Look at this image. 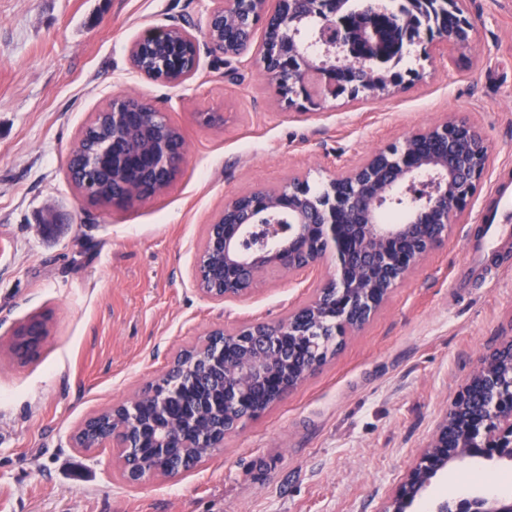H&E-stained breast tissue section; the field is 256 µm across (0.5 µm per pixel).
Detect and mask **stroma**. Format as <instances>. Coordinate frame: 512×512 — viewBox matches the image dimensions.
I'll use <instances>...</instances> for the list:
<instances>
[{
	"label": "stroma",
	"instance_id": "1",
	"mask_svg": "<svg viewBox=\"0 0 512 512\" xmlns=\"http://www.w3.org/2000/svg\"><path fill=\"white\" fill-rule=\"evenodd\" d=\"M212 0H0V512H386L481 360L512 336V233L495 251L477 230L512 193V0H465L471 49L409 47V88L383 98L280 102L258 70L228 76L201 48L183 87L145 79L128 48L144 28H203ZM147 100L182 133L163 193L128 208L81 201L67 155L112 96ZM200 112H220L214 127ZM455 114L493 160L471 209L392 288L365 327L296 389L244 420L220 452L171 480L129 487L110 451L71 434L89 414L157 378L211 326L276 323L309 302L332 266L258 282L223 305L192 273L206 226L235 194L296 177L323 191L371 152ZM35 315L49 334L22 363L11 334ZM502 462L449 464L418 500Z\"/></svg>",
	"mask_w": 512,
	"mask_h": 512
}]
</instances>
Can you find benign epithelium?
<instances>
[{
	"label": "benign epithelium",
	"mask_w": 512,
	"mask_h": 512,
	"mask_svg": "<svg viewBox=\"0 0 512 512\" xmlns=\"http://www.w3.org/2000/svg\"><path fill=\"white\" fill-rule=\"evenodd\" d=\"M415 11L428 8L452 16L441 39L470 45L472 22L462 0H413ZM263 24L261 39L256 28ZM322 45L324 58L313 57L303 37ZM211 51L240 65L258 66L289 107L313 108L314 86L333 97L359 99L391 95L401 86L371 64L379 47L373 22L349 12L336 0H214L203 39L188 23L152 27L129 45L128 60L140 75L181 86L199 68L200 41ZM138 97L116 95L99 112L112 118V141L82 146L67 159L72 180L89 172L112 178V202L133 204L164 192L181 167L185 147L178 129L145 111ZM492 148L474 127L453 114L409 134L403 142L371 153L360 164L332 178L327 191L313 196L291 180L280 187H256L237 194L206 227L193 272L199 294L222 304L250 293L268 274L291 275L311 269L327 255L334 271L308 304L277 323L251 322L235 333L213 327L203 333L191 361L183 352L167 371L186 380L175 388L163 378L83 419L74 429L75 447L91 455L108 448L120 470H139L136 485L178 476L167 468L180 455L181 470L197 465V448L205 457L224 447L254 413L256 398L273 406L310 373L300 365L309 351L293 336H308L314 326L344 323L346 332L361 329L388 298L395 284L411 273L447 236L448 216L464 215L487 172ZM409 208L402 224H383L386 204ZM46 336L43 319L34 317L13 333L17 357L35 356ZM474 380H489L495 395L490 417L467 421L459 447L448 453V421H443L390 503L410 508L432 479L462 457L512 461V377L487 378L479 368ZM461 512H512V501L457 504Z\"/></svg>",
	"instance_id": "benign-epithelium-1"
}]
</instances>
